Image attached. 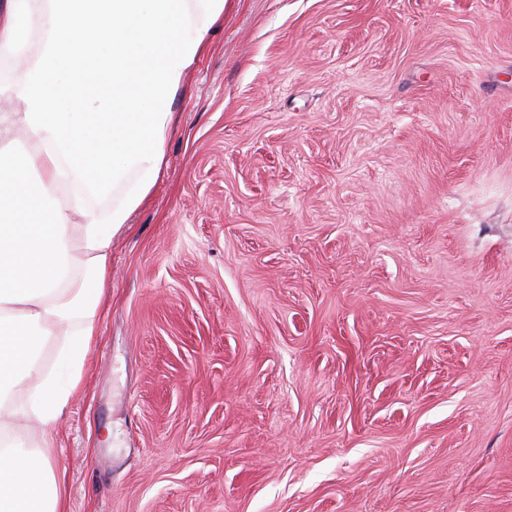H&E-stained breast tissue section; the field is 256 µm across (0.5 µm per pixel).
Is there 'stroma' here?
I'll return each instance as SVG.
<instances>
[{
    "label": "stroma",
    "instance_id": "1",
    "mask_svg": "<svg viewBox=\"0 0 512 512\" xmlns=\"http://www.w3.org/2000/svg\"><path fill=\"white\" fill-rule=\"evenodd\" d=\"M171 110L67 512H512V0H225Z\"/></svg>",
    "mask_w": 512,
    "mask_h": 512
}]
</instances>
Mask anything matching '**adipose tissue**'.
<instances>
[{
    "label": "adipose tissue",
    "mask_w": 512,
    "mask_h": 512,
    "mask_svg": "<svg viewBox=\"0 0 512 512\" xmlns=\"http://www.w3.org/2000/svg\"><path fill=\"white\" fill-rule=\"evenodd\" d=\"M223 13L224 0H0V58L20 54L26 31L39 34L9 88L22 106L10 121L26 143L0 150V429L16 416L11 387L30 388L29 413L43 427L36 448L0 444V512H65L55 427L99 334L112 240L162 170L171 99ZM107 87L126 95L127 111H107ZM120 184L119 202L95 206ZM58 338L63 383L41 361Z\"/></svg>",
    "instance_id": "adipose-tissue-1"
}]
</instances>
